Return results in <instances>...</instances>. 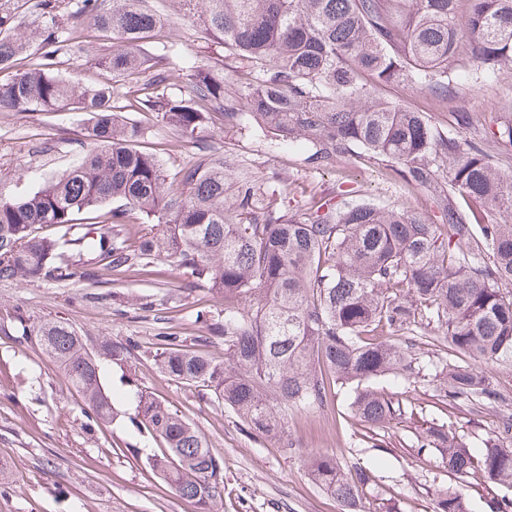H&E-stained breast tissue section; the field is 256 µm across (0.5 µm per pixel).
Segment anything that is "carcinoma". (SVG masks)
Returning a JSON list of instances; mask_svg holds the SVG:
<instances>
[{
  "mask_svg": "<svg viewBox=\"0 0 512 512\" xmlns=\"http://www.w3.org/2000/svg\"><path fill=\"white\" fill-rule=\"evenodd\" d=\"M177 2L183 20L207 15L206 34L258 70L254 84L229 89L224 73L201 61L191 67L188 95L161 89L169 80L165 56L141 51L164 25L150 0H36L42 22L33 26L16 24L10 0H0V110L71 108L88 115L94 141L68 172L19 198L0 197V281L96 285L114 272L153 275L157 262L185 271L224 299V322L206 308L195 317L224 337V360L167 334L158 337V368L285 448L288 411L324 407L338 386L352 388L354 416L372 432L407 414V403L370 382L388 374L424 378V346L441 356V369L425 378L440 403H502L491 371L512 365V173L501 172L478 142L378 98L376 87L410 79L446 99L453 79L474 63L503 73L512 64V0ZM66 16L84 18L116 44L101 60L113 77L128 78L150 61L158 68L135 112L191 137L217 123L239 125L242 113L226 105L239 94L260 129L303 147L318 166L355 153L387 163L409 187L436 188L446 223L369 202L285 217L258 203L246 180L231 209L224 164L207 159L166 186L141 122L123 114L112 85L80 87L54 74L63 50L82 38L63 24ZM485 136L512 146V121ZM134 213L148 229H127ZM12 321L64 370L86 418L111 423L100 364L126 361L134 345L103 339L92 352L66 322L35 321L18 307ZM380 334L387 339L376 340ZM136 411L163 444L146 465L194 512H216L224 473L206 436L146 391ZM413 437L459 482L512 487L511 414L477 453L443 423ZM307 475L342 512H360L375 486L370 469L317 453L307 456ZM372 506L403 512L393 496L376 495ZM434 512H470L468 498L450 487Z\"/></svg>",
  "mask_w": 512,
  "mask_h": 512,
  "instance_id": "cac0c4a2",
  "label": "carcinoma"
}]
</instances>
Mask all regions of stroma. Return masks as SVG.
<instances>
[{
  "mask_svg": "<svg viewBox=\"0 0 512 512\" xmlns=\"http://www.w3.org/2000/svg\"><path fill=\"white\" fill-rule=\"evenodd\" d=\"M112 49V41L106 39L72 47L63 55L58 74L81 85L106 82L109 74L100 59ZM144 51L150 56L166 54V90L173 94H187L189 68L203 58L223 68L230 87L253 79L246 67L225 58L223 50L206 39L199 17L167 28L163 42L146 44ZM378 94L429 113L433 124L445 131L457 130L454 113H470L472 128L457 130L467 139L483 127L512 118V73L494 78L477 65L451 84L444 102L411 80L391 83ZM143 121L146 144L158 151L168 174L199 158V140L207 144L210 155L223 160L226 206L236 204L238 176L245 173L280 214L296 209L310 213L328 200L344 203V192L351 188L355 200L419 212L437 224L442 221L432 190L407 189L383 164L353 154L338 156L331 167L310 164L304 149L275 144L249 116H242L240 127H210L194 140L152 116ZM87 127L85 114L68 109L0 111V195H18L43 177L77 165L92 146ZM156 269L147 280L122 273L93 286L0 282V466L6 470L0 478V512H193L145 466L147 457L160 453L162 445L131 423L141 390L170 403L206 435L224 469L222 512H340L335 499L309 480L304 459L310 452L371 468L378 490L399 498L404 512H433L438 491L455 486L456 479L436 452L413 446L416 426L440 418L477 448L501 425L496 409L476 412L460 404L438 412L432 387L414 377L388 375L375 381V389L401 395L415 405L417 415L394 421L376 438H367L351 411L349 391L342 389L328 408L289 411L290 446L282 448L277 441L247 431L232 410L158 370L157 338L166 332L182 336L209 357L223 359V337L199 341L195 315L205 307L223 319L224 302L193 287L183 271L161 263ZM17 306L35 320L68 322L91 348L105 338L134 344L127 361L101 365V378L117 413L110 425L89 426L62 370L34 340L21 338L11 328Z\"/></svg>",
  "mask_w": 512,
  "mask_h": 512,
  "instance_id": "stroma-1",
  "label": "stroma"
}]
</instances>
